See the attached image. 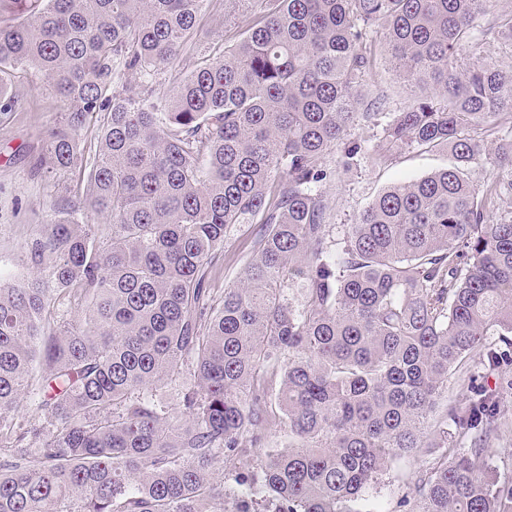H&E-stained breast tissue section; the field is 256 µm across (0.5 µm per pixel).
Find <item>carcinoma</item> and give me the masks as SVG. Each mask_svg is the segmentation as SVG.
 Returning a JSON list of instances; mask_svg holds the SVG:
<instances>
[{
  "mask_svg": "<svg viewBox=\"0 0 512 512\" xmlns=\"http://www.w3.org/2000/svg\"><path fill=\"white\" fill-rule=\"evenodd\" d=\"M493 3L224 0V24L249 21L221 48L194 40L208 0H0V112L4 67L42 72L63 104L42 165L76 181L22 246L33 278L0 283V512H359L393 459L421 453L410 512H512L477 369L512 367V220H493L512 179L469 177L483 156L512 174V66L456 59ZM380 34L432 94L393 113L374 159L454 163L388 187L335 238L323 158L363 152L345 132L379 116L357 87ZM237 224L258 225L251 259L216 301L208 271ZM182 372L172 409L156 388Z\"/></svg>",
  "mask_w": 512,
  "mask_h": 512,
  "instance_id": "cac0c4a2",
  "label": "carcinoma"
}]
</instances>
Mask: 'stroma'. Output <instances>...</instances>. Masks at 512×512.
<instances>
[{"instance_id": "stroma-1", "label": "stroma", "mask_w": 512, "mask_h": 512, "mask_svg": "<svg viewBox=\"0 0 512 512\" xmlns=\"http://www.w3.org/2000/svg\"><path fill=\"white\" fill-rule=\"evenodd\" d=\"M462 64L491 63L512 66V35L478 34L459 49ZM420 93L419 88L397 79L387 56H380L361 88L364 103L382 99V111L401 112ZM9 96L19 103L17 112L0 120V280L15 283L27 275L22 245L40 232L53 217V205L71 182L70 174L49 173L39 166L47 134L59 121L62 106L46 78L33 68L13 71ZM447 150L424 152L409 149L380 163L365 158L343 167L340 151L324 159L330 171L319 192L330 223H355L361 211L384 189L420 178L448 166ZM255 225L240 224L224 245L213 267L209 285L215 295L234 287L250 256ZM418 465L414 458L395 459L383 477L382 488L370 491L360 512H401L400 501L412 484Z\"/></svg>"}]
</instances>
